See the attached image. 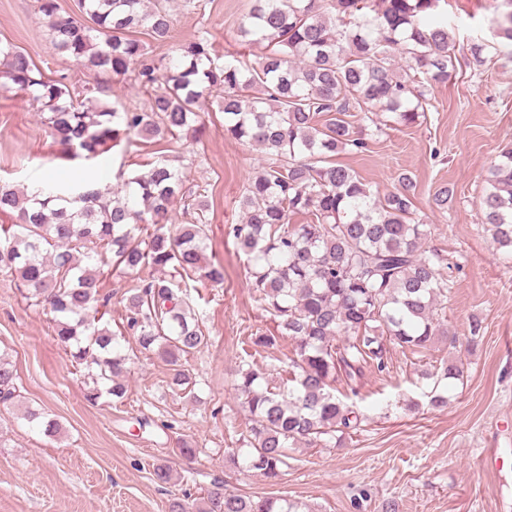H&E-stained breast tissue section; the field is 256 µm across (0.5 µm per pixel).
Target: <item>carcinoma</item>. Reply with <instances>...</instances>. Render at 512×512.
Listing matches in <instances>:
<instances>
[{
  "label": "carcinoma",
  "mask_w": 512,
  "mask_h": 512,
  "mask_svg": "<svg viewBox=\"0 0 512 512\" xmlns=\"http://www.w3.org/2000/svg\"><path fill=\"white\" fill-rule=\"evenodd\" d=\"M54 47L84 68L125 75L150 96L141 107L108 108L83 95L67 77H44L31 58L0 43V90L31 96L41 123L75 157L96 158L121 140L179 139L205 126V103L220 95L224 135L263 152L241 195L243 220L233 236L246 256L254 303L278 319L294 344L283 390L238 366L233 386L249 413L243 463L270 479L289 465L300 445L328 447L361 429L363 418L336 397L335 384L356 391L365 369L388 368L389 347L413 352L440 333L439 311L448 292V259L426 245L428 225L415 217L416 184L398 177L383 196L336 163L345 149H367L370 135L390 123L410 126L432 106L433 87L448 83L460 58L483 66L512 64V0H492L495 42L457 43L439 0H251L238 28L246 45L266 52L248 64L211 57L207 32L170 43L165 0H77L78 13L58 0H37ZM170 45L155 59L135 33ZM405 62L406 67L399 66ZM359 116V125L350 117ZM194 220L176 233L175 203ZM204 200L161 155L145 172L127 176L112 193L84 180L74 195L29 194L0 183V212L18 223L0 225V271L19 281L24 297L53 313L54 334L71 362L83 369L85 398L122 401L128 357L115 352L132 336L168 366L167 386L193 384L183 360L207 347L209 337L179 296L181 282L224 281V267L208 262ZM481 221L502 248L512 249V144L500 149L479 199ZM294 216L303 221L291 223ZM154 230L144 235L143 225ZM136 276L125 296V319L115 333L97 318L100 269ZM170 277L141 276L146 268ZM254 351L276 343L258 328ZM430 402H448L440 380L463 371L442 365ZM18 375L0 355V405L19 397ZM25 419L56 438L61 426L29 409ZM169 512H302L281 498L254 500L217 486L200 502L175 500Z\"/></svg>",
  "instance_id": "1"
}]
</instances>
